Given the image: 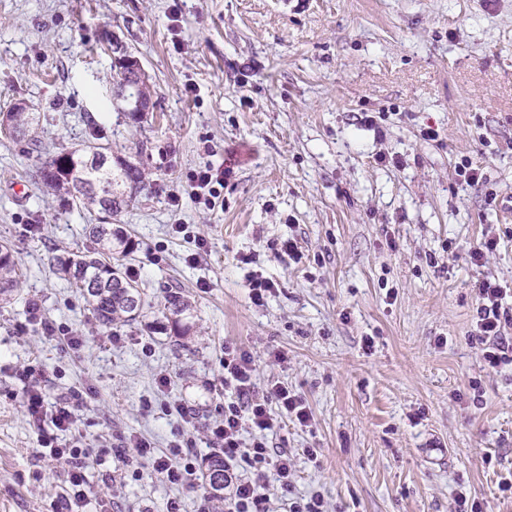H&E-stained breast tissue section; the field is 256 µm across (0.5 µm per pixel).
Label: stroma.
I'll return each mask as SVG.
<instances>
[{"mask_svg": "<svg viewBox=\"0 0 512 512\" xmlns=\"http://www.w3.org/2000/svg\"><path fill=\"white\" fill-rule=\"evenodd\" d=\"M108 31L150 78L145 122L115 96ZM21 100L41 114V148L0 133V242L23 274L0 304V512H62L64 476L42 455L54 428L20 402L28 365L50 399L78 401L88 512H166L175 497L195 512L203 485L114 450L134 434L205 466L228 342L257 385L285 382L312 412L269 437L295 470L289 496L270 482L272 512L316 492L327 512H456L460 492L512 512V368L488 369L473 320L476 280L512 289V0H0V112ZM92 139L150 155L123 217L144 307L117 343L55 270L103 213L32 177ZM209 159L234 168L211 209L184 182ZM464 161L478 182L456 175ZM487 234L498 247L474 265ZM253 273L277 283L261 306ZM171 286L194 307L183 338L149 330ZM33 302L81 345L45 340Z\"/></svg>", "mask_w": 512, "mask_h": 512, "instance_id": "1", "label": "stroma"}]
</instances>
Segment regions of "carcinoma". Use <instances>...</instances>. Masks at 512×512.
<instances>
[{
  "mask_svg": "<svg viewBox=\"0 0 512 512\" xmlns=\"http://www.w3.org/2000/svg\"><path fill=\"white\" fill-rule=\"evenodd\" d=\"M112 70L118 79V96L129 106L127 113L142 121L145 109L152 103V91L138 59L125 45L114 51ZM13 122L10 136L25 142L35 151L40 146L38 130L41 126L39 112H11ZM37 173L42 184L58 195L67 205L88 212L98 208L110 210L118 218L134 206L145 180L142 161L112 158L108 148L89 144L77 151H65L41 164ZM93 250L71 252L56 257L59 273L75 287L91 306L98 327L105 333L132 324L141 315L144 306L143 292L122 271L118 258L102 262L98 254L112 253L113 245L127 247L128 237L120 226L88 224L85 228ZM21 273L13 258V249L6 242L0 243V297L9 296L20 286ZM165 318L162 326L175 336L185 337L193 330L192 304L179 291H169L166 296ZM216 496L224 490V458L215 455L202 475Z\"/></svg>",
  "mask_w": 512,
  "mask_h": 512,
  "instance_id": "carcinoma-1",
  "label": "carcinoma"
}]
</instances>
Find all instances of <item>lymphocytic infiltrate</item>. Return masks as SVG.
Returning <instances> with one entry per match:
<instances>
[{
  "mask_svg": "<svg viewBox=\"0 0 512 512\" xmlns=\"http://www.w3.org/2000/svg\"><path fill=\"white\" fill-rule=\"evenodd\" d=\"M230 174V169L203 162L187 177L191 197L196 203L212 206ZM506 296V289L496 282L482 279L476 283L475 327L484 346L483 358L493 369L512 363V342L502 333L503 323L512 321V311L503 305ZM34 373V368L28 367L19 374L22 405L34 421L47 416L56 428V435L47 437L43 445L52 463L63 470L67 508L78 512L88 499L90 487L86 476L88 456L71 437L75 409L67 404H48L33 379ZM224 388L231 396L224 403L223 419L211 429L217 451L224 457V512H270L265 494L269 480H276L287 491L294 477L293 461L287 452L269 444L268 436L277 427L271 411L279 409L282 417L305 426L311 419L310 408L284 382L273 381L257 388L250 354L230 343L224 346ZM247 429L254 432L248 443L242 440ZM127 446L135 458L144 460L166 482H194L197 467L183 456L179 446L158 455L138 436L129 437Z\"/></svg>",
  "mask_w": 512,
  "mask_h": 512,
  "instance_id": "lymphocytic-infiltrate-1",
  "label": "lymphocytic infiltrate"
}]
</instances>
